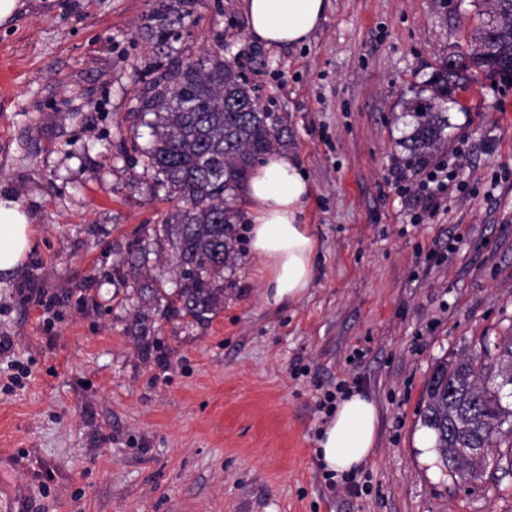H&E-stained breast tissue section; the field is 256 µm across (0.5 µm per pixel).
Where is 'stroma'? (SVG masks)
Returning a JSON list of instances; mask_svg holds the SVG:
<instances>
[{"label":"stroma","instance_id":"obj_1","mask_svg":"<svg viewBox=\"0 0 512 512\" xmlns=\"http://www.w3.org/2000/svg\"><path fill=\"white\" fill-rule=\"evenodd\" d=\"M20 2L0 24V187L34 224L0 274V484L23 482L24 512H512V473L432 479L415 446L435 363L512 334V85L481 74L449 103L458 178L436 211L400 145L406 101L467 49L483 0H329L296 47L253 41L243 0ZM219 42L288 119L320 253L271 309L237 243L200 325L136 293L174 286L152 227L178 204L143 169L137 112L160 64ZM138 246L146 277L124 270ZM357 387L380 429L349 496L314 448L325 393Z\"/></svg>","mask_w":512,"mask_h":512}]
</instances>
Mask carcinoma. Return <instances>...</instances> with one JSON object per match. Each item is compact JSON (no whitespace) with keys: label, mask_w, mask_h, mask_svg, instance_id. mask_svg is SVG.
Instances as JSON below:
<instances>
[{"label":"carcinoma","mask_w":512,"mask_h":512,"mask_svg":"<svg viewBox=\"0 0 512 512\" xmlns=\"http://www.w3.org/2000/svg\"><path fill=\"white\" fill-rule=\"evenodd\" d=\"M483 19L467 52L439 61L407 103L410 131L401 142L408 160L422 164L448 150V101L480 71L512 81V0H484ZM151 114L152 141L141 151L144 169L179 201L153 227L170 246L177 288L152 284L139 289L147 306L178 312L196 324L209 322L224 306V268L237 260L235 205L251 169L288 143L284 116L263 108L244 75L224 61L223 47L166 69L142 99ZM512 336L486 341L474 356L438 363L424 389L421 426L436 436L439 459L464 481L471 462L462 448L504 446L512 463Z\"/></svg>","instance_id":"1"}]
</instances>
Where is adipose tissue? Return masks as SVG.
Listing matches in <instances>:
<instances>
[{
	"mask_svg": "<svg viewBox=\"0 0 512 512\" xmlns=\"http://www.w3.org/2000/svg\"><path fill=\"white\" fill-rule=\"evenodd\" d=\"M327 7V0H243L250 36L268 46L305 43L320 27ZM311 193L309 180L287 154L267 157L248 180L249 249L258 263L267 307L297 301L314 281L319 241L302 219ZM31 221L10 192L0 191L1 272L25 260ZM379 425L374 398L359 389L346 392L319 433V467L334 479L352 476L373 458Z\"/></svg>",
	"mask_w": 512,
	"mask_h": 512,
	"instance_id": "obj_1",
	"label": "adipose tissue"
}]
</instances>
